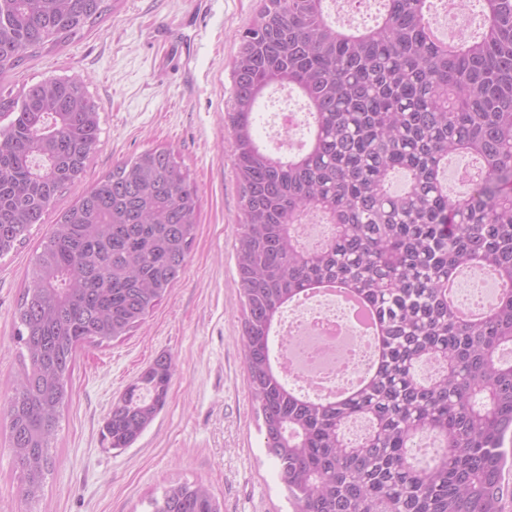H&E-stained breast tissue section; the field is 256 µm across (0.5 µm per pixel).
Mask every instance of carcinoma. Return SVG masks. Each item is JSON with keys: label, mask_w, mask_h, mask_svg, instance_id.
<instances>
[{"label": "carcinoma", "mask_w": 512, "mask_h": 512, "mask_svg": "<svg viewBox=\"0 0 512 512\" xmlns=\"http://www.w3.org/2000/svg\"><path fill=\"white\" fill-rule=\"evenodd\" d=\"M105 0H0V257L44 223L80 181L100 142L101 106L79 77L16 92L5 78L101 18ZM325 0H269L233 68L243 220L237 247L245 299L248 386L295 512H506L512 457V0H477L482 22L454 47L429 36L428 0H383L361 28L338 30ZM276 88L311 117L302 151L257 143L255 112ZM478 161L452 197L448 157ZM407 178L390 190L394 174ZM199 195L170 149L121 161L69 209L35 255L17 309L21 374L0 407L20 472L18 496L38 500L70 397L73 356L144 322L178 281L198 228ZM332 225L314 247L294 225ZM491 270L505 289L475 319L448 303V280ZM335 287L377 326L380 358L357 389L312 398L272 355L284 308ZM175 364L161 355L131 381L105 420L129 448L164 408ZM365 420L362 441L344 427ZM149 512H222L202 484L175 482Z\"/></svg>", "instance_id": "carcinoma-1"}]
</instances>
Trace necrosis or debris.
Returning a JSON list of instances; mask_svg holds the SVG:
<instances>
[{"mask_svg": "<svg viewBox=\"0 0 512 512\" xmlns=\"http://www.w3.org/2000/svg\"><path fill=\"white\" fill-rule=\"evenodd\" d=\"M278 356L288 377L306 392L332 397L353 386L369 369L371 344L361 318L337 295H316L292 309Z\"/></svg>", "mask_w": 512, "mask_h": 512, "instance_id": "obj_1", "label": "necrosis or debris"}]
</instances>
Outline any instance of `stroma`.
Here are the masks:
<instances>
[{"instance_id":"obj_1","label":"stroma","mask_w":512,"mask_h":512,"mask_svg":"<svg viewBox=\"0 0 512 512\" xmlns=\"http://www.w3.org/2000/svg\"><path fill=\"white\" fill-rule=\"evenodd\" d=\"M268 3L109 0L102 18L5 80L18 89L77 76L102 111L85 177L58 197L25 244L0 258V405L19 371L16 312L27 273L60 213L117 162L154 146L172 148L200 198L178 282L129 336L77 352L55 463L33 512H144L147 499L174 482L205 485L223 512H294L263 448L247 383L236 275L241 192L224 128L241 37ZM161 355L176 365L166 405L131 447L110 448L103 426L113 403Z\"/></svg>"}]
</instances>
